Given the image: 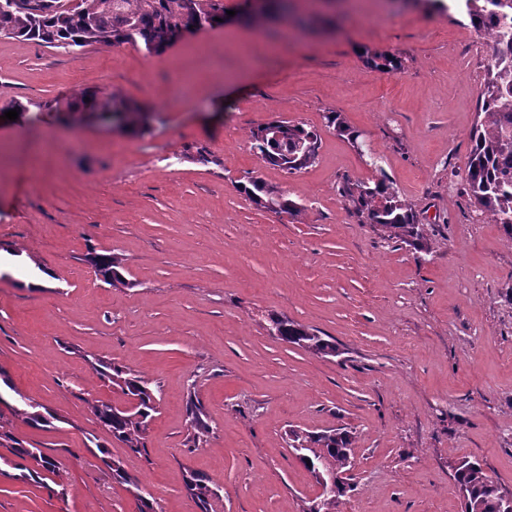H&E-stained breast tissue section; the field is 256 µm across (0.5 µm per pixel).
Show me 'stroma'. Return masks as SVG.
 Here are the masks:
<instances>
[{"label":"stroma","mask_w":512,"mask_h":512,"mask_svg":"<svg viewBox=\"0 0 512 512\" xmlns=\"http://www.w3.org/2000/svg\"><path fill=\"white\" fill-rule=\"evenodd\" d=\"M223 3L235 19L160 55L0 38V429L62 463L48 479L0 445V512H137L89 445L104 438L91 401L126 402L95 358L155 390L145 453L104 440L161 512H199L189 467L219 487L211 512H302L318 486L292 429L352 433L342 512H461L465 457L512 490V244L464 182L483 40L428 0H293L257 25L240 20L244 0ZM363 46L400 56L401 72L365 65ZM83 91L149 108L150 131L75 106ZM329 110L358 141L326 128ZM274 119L319 131L312 166L289 174L252 152ZM378 165L431 254L341 196ZM251 172L302 204V221L251 203L238 189ZM92 248L121 255L126 285L96 279ZM273 314L338 356L270 336ZM23 397L55 422L18 419ZM194 401L211 428L197 448Z\"/></svg>","instance_id":"stroma-1"}]
</instances>
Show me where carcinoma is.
Returning a JSON list of instances; mask_svg holds the SVG:
<instances>
[{"mask_svg":"<svg viewBox=\"0 0 512 512\" xmlns=\"http://www.w3.org/2000/svg\"><path fill=\"white\" fill-rule=\"evenodd\" d=\"M464 14L471 27L486 41L495 42L500 57L497 67L486 69L478 98L480 120L470 132L472 148L465 167V187L479 211L502 229L512 243V0H448ZM282 8V0H263L251 7L245 19H260ZM224 18L222 0H0V37L18 41H36L46 47L67 52L99 45L140 44L151 55H159L180 39L183 31L220 26ZM363 61L386 73H396L402 60L388 51L364 48ZM112 113L124 131L143 135L149 128V111L114 92L102 104ZM326 127L357 143L360 132L349 126L338 112L324 113ZM264 127L278 137L261 138L260 129L251 132V149L264 163L284 171L300 172L315 163L320 148V134L302 123L273 120ZM373 183L352 182L341 185L344 197L370 223L419 253H431V245L415 211L401 201L392 183L377 169ZM241 191L260 209L277 215L299 218L304 208L288 197V193L268 184L259 176H251ZM87 263L102 282L126 285L122 275L123 258L108 250H92ZM269 330L280 340L315 355L334 356L337 347L318 331L283 316L269 318ZM92 369L99 378L133 400L121 407L96 400L91 408L100 428L120 441L133 454L146 448L150 422L158 410V400L150 381L137 371L115 361L97 359ZM41 405L26 397L12 408L14 415L32 426L48 423ZM193 444L206 441L209 425L202 419L200 408L191 405ZM0 440L11 443L13 454L30 460L36 469L59 474L61 462L39 448H28L8 432H0ZM289 446L296 450L299 461L314 478L343 476L353 466V436L336 428L318 433L291 434ZM112 479L139 488L122 460L103 459ZM453 478L462 498V512H507L502 497L504 488L493 480L477 460L464 459L454 467ZM216 483L206 473L187 469L185 489L200 512H208L209 500L215 495ZM343 487L335 496L318 494L305 506L319 501V512H339Z\"/></svg>","mask_w":512,"mask_h":512,"instance_id":"1","label":"carcinoma"}]
</instances>
